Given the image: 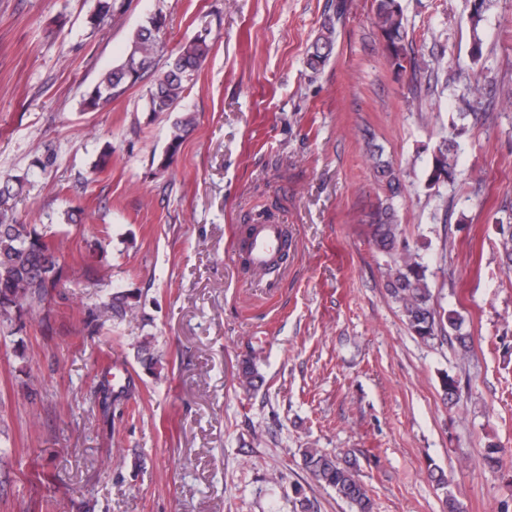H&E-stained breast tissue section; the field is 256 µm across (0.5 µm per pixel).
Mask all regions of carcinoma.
<instances>
[{"label": "carcinoma", "instance_id": "cac0c4a2", "mask_svg": "<svg viewBox=\"0 0 512 512\" xmlns=\"http://www.w3.org/2000/svg\"><path fill=\"white\" fill-rule=\"evenodd\" d=\"M374 23L385 42L389 61L404 68L403 42L407 37V19L399 0H375ZM496 0H472L468 21L471 26L470 54L477 62L482 57V23ZM129 0H95L87 23L98 29L109 18H119L127 10ZM165 20L160 15L144 19L132 33L123 60L101 74L88 92L84 105L89 110L123 97L145 76L155 75L148 91L147 111L153 115L175 111L183 101L187 83L198 71L210 53L207 36L198 35L165 65L157 70L158 57L163 52L161 32ZM334 21L322 25L308 59L309 67L320 71L331 56L334 44ZM194 125V117L185 115L176 119L170 132L168 147L158 162L157 169L167 171L175 162L184 137ZM372 169L384 183L387 195L371 216L373 244L386 257L384 277L388 296L398 305L410 332L424 342H431L451 334L463 352L470 349V336L462 333V318L455 310H439L434 305L428 279V266L418 250L402 238L400 225L395 223L394 199L401 194V178L391 162L383 159L380 151L369 155ZM456 150L452 140L443 139L432 151L426 169L427 187L433 189L451 183L456 178ZM21 177L0 179V323L20 322L27 315L45 311L51 292L68 277L69 264L55 246L52 236L41 224H22L12 215L11 201L23 188ZM499 248L506 270L512 271V224L498 225ZM139 308V295L121 291L103 302L100 311L109 318L132 316ZM137 356L145 370L155 373L159 358L154 355V340L144 337L137 345ZM239 385L246 390L255 387L259 373L253 360L242 363L237 372ZM443 399L453 407L459 401V382L446 374L441 379ZM304 467L321 484L332 488L348 501L355 512H371L372 501L368 490L355 472L341 465L336 456L318 448L302 451ZM435 481L444 490L447 512H463L443 474Z\"/></svg>", "mask_w": 512, "mask_h": 512}]
</instances>
